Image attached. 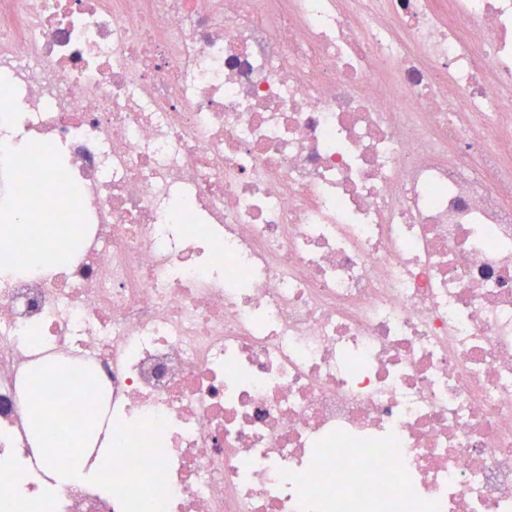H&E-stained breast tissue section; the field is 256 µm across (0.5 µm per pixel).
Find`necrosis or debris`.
I'll return each instance as SVG.
<instances>
[{"label":"necrosis or debris","instance_id":"1","mask_svg":"<svg viewBox=\"0 0 512 512\" xmlns=\"http://www.w3.org/2000/svg\"><path fill=\"white\" fill-rule=\"evenodd\" d=\"M0 512H512V0H0ZM2 226L5 227L4 230L9 238L16 239L23 245L25 265L27 267L39 265L47 259V256L37 248L36 243L31 244L32 239H35L36 242L38 240L34 233H32L33 226H39L43 232L51 235L64 236V232H61L60 224H2L0 231ZM0 233L2 234V231ZM90 434L89 427L85 430H74L69 426L63 425L54 439L46 441L40 435L37 437L38 447L44 448L50 446L52 448H64L78 450V448L88 447V437ZM112 459V440L105 441L99 451V456L95 464L88 466L81 459L75 466L70 468H56L51 474L53 483L51 486L57 489H64L66 486L75 482H91L100 477L104 464H110Z\"/></svg>","mask_w":512,"mask_h":512}]
</instances>
